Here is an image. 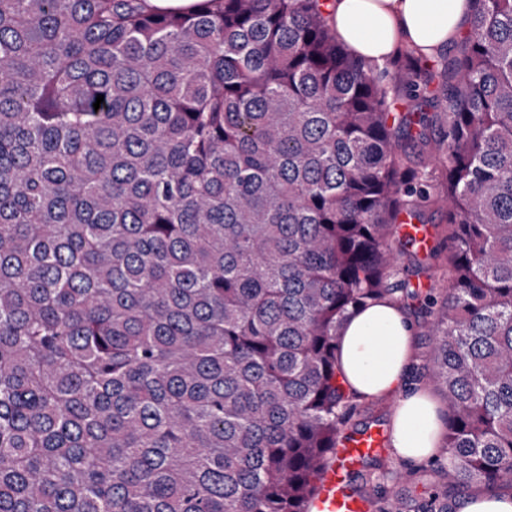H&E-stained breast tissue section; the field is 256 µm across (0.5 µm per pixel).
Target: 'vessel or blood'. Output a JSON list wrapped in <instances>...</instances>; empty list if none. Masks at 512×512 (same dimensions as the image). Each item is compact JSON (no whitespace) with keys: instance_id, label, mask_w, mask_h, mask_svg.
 Returning <instances> with one entry per match:
<instances>
[{"instance_id":"1","label":"vessel or blood","mask_w":512,"mask_h":512,"mask_svg":"<svg viewBox=\"0 0 512 512\" xmlns=\"http://www.w3.org/2000/svg\"><path fill=\"white\" fill-rule=\"evenodd\" d=\"M380 445V437L371 432L352 444L338 449V461L326 467L308 500L307 512H366L364 501L346 496L343 487L361 457Z\"/></svg>"}]
</instances>
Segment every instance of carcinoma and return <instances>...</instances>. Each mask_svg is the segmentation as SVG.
<instances>
[{
    "mask_svg": "<svg viewBox=\"0 0 512 512\" xmlns=\"http://www.w3.org/2000/svg\"><path fill=\"white\" fill-rule=\"evenodd\" d=\"M329 2L0 0V512H305L369 429L338 331L416 298L432 210L425 512L512 494V0L397 116Z\"/></svg>",
    "mask_w": 512,
    "mask_h": 512,
    "instance_id": "1",
    "label": "carcinoma"
}]
</instances>
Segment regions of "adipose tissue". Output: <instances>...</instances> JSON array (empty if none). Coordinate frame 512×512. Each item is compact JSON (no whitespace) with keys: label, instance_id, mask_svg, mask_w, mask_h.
I'll return each instance as SVG.
<instances>
[{"label":"adipose tissue","instance_id":"obj_1","mask_svg":"<svg viewBox=\"0 0 512 512\" xmlns=\"http://www.w3.org/2000/svg\"><path fill=\"white\" fill-rule=\"evenodd\" d=\"M470 0H332L337 39L367 64H384L402 50L432 58L461 39ZM340 365L354 394L397 397L392 444L400 460L416 466L440 442L441 414L432 397L409 380L412 332L406 313L383 300L352 316L340 333Z\"/></svg>","mask_w":512,"mask_h":512}]
</instances>
